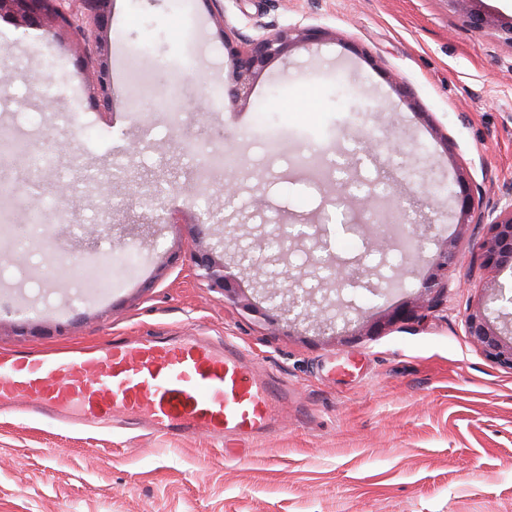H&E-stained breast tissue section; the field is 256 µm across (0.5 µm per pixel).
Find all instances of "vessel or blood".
<instances>
[{"label":"vessel or blood","instance_id":"vessel-or-blood-1","mask_svg":"<svg viewBox=\"0 0 512 512\" xmlns=\"http://www.w3.org/2000/svg\"><path fill=\"white\" fill-rule=\"evenodd\" d=\"M233 342L195 336L120 337L72 357L0 355V401L28 398L36 414L68 425L111 426L161 437L250 439L272 429L281 390L259 381Z\"/></svg>","mask_w":512,"mask_h":512}]
</instances>
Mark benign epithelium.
I'll return each mask as SVG.
<instances>
[{
    "label": "benign epithelium",
    "mask_w": 512,
    "mask_h": 512,
    "mask_svg": "<svg viewBox=\"0 0 512 512\" xmlns=\"http://www.w3.org/2000/svg\"><path fill=\"white\" fill-rule=\"evenodd\" d=\"M93 5L94 25L97 30L95 38H106L110 0H90ZM484 0H448V6L460 13L467 25L475 30L487 26L496 28L500 38L512 44V16L494 15L483 5ZM49 0H0V14H17L31 22L40 13ZM323 35L319 29L294 27L276 34L261 36L251 40L248 47L241 50L229 41L228 46L233 67V84L228 89V96L236 101L250 95L254 82L262 69L271 61L290 52L301 42L311 41ZM90 99L101 110L112 105V73L104 57L97 62L96 82L90 89ZM450 197L456 203L455 219L459 227L469 224L487 226L486 236L480 243L482 266L500 271L512 265V206L495 217L487 218L479 211L478 202L472 193L470 184L464 174L459 173L452 182L446 184ZM193 263L199 271V278L207 287L224 292V296L236 301L243 309L260 313L250 299L237 292L236 267L224 262V255L207 246H200L193 252ZM456 259L455 244L450 240L443 244L432 259L433 272L423 278L419 300L448 292V283L442 281V275L448 272ZM466 336L479 346L485 355L496 364L512 371V341L505 340L491 323L487 304L469 310L464 319Z\"/></svg>",
    "instance_id": "7a95c632"
}]
</instances>
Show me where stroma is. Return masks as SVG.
I'll use <instances>...</instances> for the list:
<instances>
[{
	"label": "stroma",
	"mask_w": 512,
	"mask_h": 512,
	"mask_svg": "<svg viewBox=\"0 0 512 512\" xmlns=\"http://www.w3.org/2000/svg\"><path fill=\"white\" fill-rule=\"evenodd\" d=\"M110 12L107 112L88 100L98 54L80 31L0 16V137L19 144L0 186L15 218L41 213L0 246V353L230 336L287 387L288 420L221 444L0 412V512H512V371L464 331L489 279L505 294L492 310L512 314V267L491 275L480 260L485 225L457 228L454 200L421 191L460 169L481 211L512 206V44L471 29L447 0H191L186 12L177 0H112ZM298 25L324 36L269 63L249 99L212 105V87L232 83L225 40ZM142 68L159 92L182 72L178 116L134 106ZM300 80L314 93L310 120L294 108ZM269 130L286 147L274 162L261 142ZM50 141L67 151L34 167ZM225 152L237 166L200 178ZM355 178L410 229L419 263L374 252V230L334 232L327 200ZM62 183L77 204L66 213L55 204ZM151 192L178 225L152 223ZM205 212L219 221L201 241L225 259L254 247L260 262L238 284L260 313L198 279L191 220ZM72 233L80 255L94 244L140 262L76 293V263L43 248L44 236ZM450 238L447 295L375 329L418 296ZM308 288L303 317L281 319ZM350 321L366 333H346Z\"/></svg>",
	"instance_id": "obj_1"
}]
</instances>
